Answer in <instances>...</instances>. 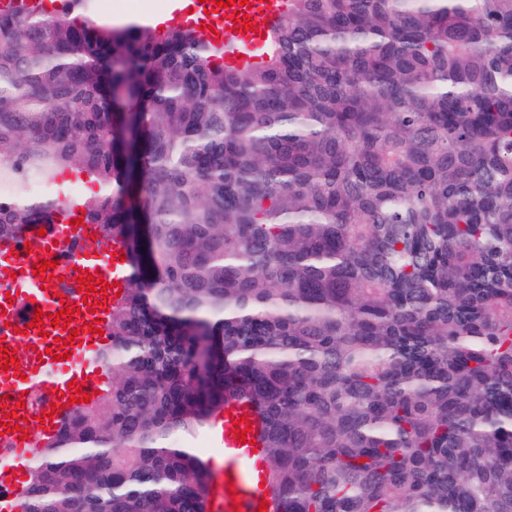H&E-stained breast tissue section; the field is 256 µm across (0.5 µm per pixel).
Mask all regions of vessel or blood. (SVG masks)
I'll return each instance as SVG.
<instances>
[{
	"instance_id": "b4317fda",
	"label": "vessel or blood",
	"mask_w": 512,
	"mask_h": 512,
	"mask_svg": "<svg viewBox=\"0 0 512 512\" xmlns=\"http://www.w3.org/2000/svg\"><path fill=\"white\" fill-rule=\"evenodd\" d=\"M288 0H248L245 5L228 8L216 6L213 0H201L194 15L167 9L158 18L172 25H189L213 13L216 23L212 35L220 40L231 39L239 52L230 55V62L246 66L251 58L246 46L263 41L267 23L286 12ZM251 29H244V22ZM82 209L81 198L73 194L65 210L58 213L54 223L45 228L31 226L24 244H9L0 254V353L8 352L20 364L19 371L0 369V396L7 397V407L0 408V448L10 461L0 467V512H22L23 485L35 458L36 437L44 431H56L59 418L71 412L70 397L75 389L97 395L106 377L93 349L108 343V336L90 331L92 320H105L108 307L102 302L101 291L82 295L77 282L82 274L113 283L122 273L119 257L103 251L96 252L94 225L78 223ZM53 262V278L44 279L34 270L42 261ZM74 310L71 327L52 325L51 314L61 307ZM43 311V325L34 328L31 322L36 311ZM76 337L71 354L55 359L49 348L55 340ZM40 388L52 416L42 410L20 408L25 391ZM17 406L16 415H8V406ZM250 430L246 436L235 435L226 429L220 439L229 461H209L211 478L205 492L211 512H258L267 496L254 470L260 458L250 442L258 426L255 415L246 414Z\"/></svg>"
}]
</instances>
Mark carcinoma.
I'll return each mask as SVG.
<instances>
[{
    "label": "carcinoma",
    "mask_w": 512,
    "mask_h": 512,
    "mask_svg": "<svg viewBox=\"0 0 512 512\" xmlns=\"http://www.w3.org/2000/svg\"><path fill=\"white\" fill-rule=\"evenodd\" d=\"M69 2L0 9V245L72 171L129 271L24 512H209L231 402L275 512H512V0H291L245 71Z\"/></svg>",
    "instance_id": "cac0c4a2"
}]
</instances>
